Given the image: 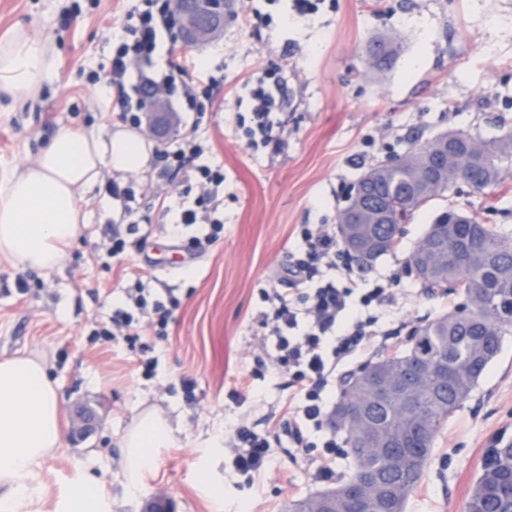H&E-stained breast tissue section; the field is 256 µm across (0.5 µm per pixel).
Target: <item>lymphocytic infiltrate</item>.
<instances>
[{"instance_id": "f902f5d3", "label": "lymphocytic infiltrate", "mask_w": 512, "mask_h": 512, "mask_svg": "<svg viewBox=\"0 0 512 512\" xmlns=\"http://www.w3.org/2000/svg\"><path fill=\"white\" fill-rule=\"evenodd\" d=\"M112 40L116 48L105 85L118 89V106L127 125L141 129L146 117V88L164 89L176 103L174 132L155 147L154 162L163 173L195 192L193 204L182 207L177 220L181 226L208 225L204 238L193 239V248L216 242L224 229L223 220L215 216V202L224 191V169L201 164L205 144L198 134V117L224 84L222 66L201 64L195 54L183 49L171 0H131ZM250 84L251 117L242 125L240 138L247 148L282 153L288 141L271 119L280 109V72L260 68ZM300 238L302 255L279 273L290 290L263 292L268 305L263 320L271 326L272 369L287 375L289 387L303 399L299 413L281 419L277 429L298 448L307 447V431L322 433L319 474L328 479L334 474L337 443L326 388L350 356L375 347L380 335L378 319L364 315L363 310L388 305L392 296L390 289L380 287L353 301L350 284L358 278L353 268H346L340 280L319 276L321 270L336 269L342 259L343 245L335 231L322 224L306 225ZM131 301L138 308H151L152 320L139 326L131 313L119 308L112 314L111 326L101 329V336L108 340L119 336L131 340L144 334L159 339L167 336L170 307L161 301L147 302L140 292L132 295ZM224 445L236 470L250 479L268 467L273 454L268 438L243 422L231 426Z\"/></svg>"}]
</instances>
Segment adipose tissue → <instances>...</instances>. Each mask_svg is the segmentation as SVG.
Instances as JSON below:
<instances>
[{"mask_svg": "<svg viewBox=\"0 0 512 512\" xmlns=\"http://www.w3.org/2000/svg\"><path fill=\"white\" fill-rule=\"evenodd\" d=\"M53 74L51 50L19 32L0 46V95L13 106L37 98ZM151 148L133 131L60 130L42 147L36 163L0 184V255L24 269L59 267L64 248L82 229L78 197L94 187L102 168L120 173L143 170ZM168 422L146 412L121 439L120 468L130 490L153 466L152 449L166 447ZM59 404L44 365L29 357L0 361V512H14L26 474L61 445Z\"/></svg>", "mask_w": 512, "mask_h": 512, "instance_id": "1", "label": "adipose tissue"}]
</instances>
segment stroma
<instances>
[{
    "mask_svg": "<svg viewBox=\"0 0 512 512\" xmlns=\"http://www.w3.org/2000/svg\"><path fill=\"white\" fill-rule=\"evenodd\" d=\"M126 0H0V44L23 29L49 42L53 79L24 107L0 99V182L31 165L40 149L67 127L104 131L118 123L110 102L116 93L91 84L92 72L108 70L112 27ZM240 0L217 40L195 45L210 56L224 51V89L206 113L199 134L209 150L202 163L224 168V217L220 239L179 263L176 254L204 225L171 226L181 210L172 198L160 211L156 197L169 189L156 167L125 176L132 187L137 251L111 255L119 208L98 183L79 199L85 217L80 236L59 268L31 270L0 257V360H39L55 383L62 445L28 477L40 486L21 498L16 512H69L72 491L95 480L101 512H144L157 495L169 496L174 512H287L293 501L336 485L352 459L340 452L334 479L317 474V449H277L253 482L233 467L224 449L229 427L243 421L275 435L277 422L301 404L285 376L275 374L264 349L269 331L260 313L262 290L285 289L275 277L299 246L304 224L335 225L348 188L373 160L401 156L436 135L462 131L485 140L512 126V0H326L319 11L294 15L275 29L240 26ZM375 35L401 46L383 77L370 69L364 47ZM261 66L283 77L280 117L288 123V149L279 155L247 150L236 115H249L248 80ZM502 190H475L457 183L451 202L436 200L405 224L396 248L364 269L361 287L395 283L383 307L388 337L353 355L343 373L404 349L411 328L453 311L461 297L431 292L410 272V253L447 204L475 213L512 232V166ZM157 267L144 276L142 257ZM151 297L174 295L165 340L150 339L147 352L125 340L99 337L115 305L129 289ZM153 358V376L140 374L141 357ZM192 378L193 393L181 379ZM237 397H230V390ZM92 409L91 434L70 437L75 404ZM154 409L168 419V447L153 449L155 465L139 491H130L118 467L119 439L140 413ZM512 440V332L471 395L438 431L420 484L405 512H466L492 439Z\"/></svg>",
    "mask_w": 512,
    "mask_h": 512,
    "instance_id": "1",
    "label": "stroma"
}]
</instances>
